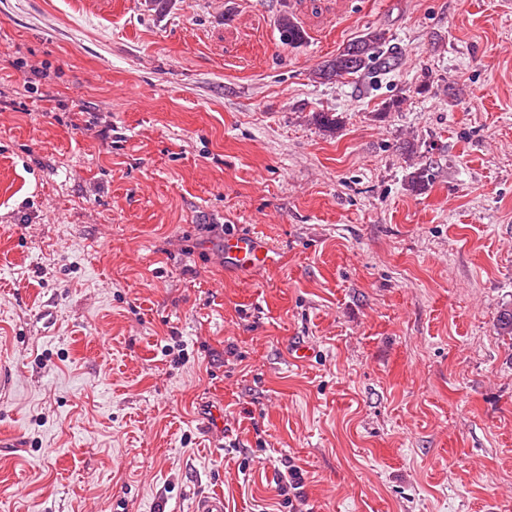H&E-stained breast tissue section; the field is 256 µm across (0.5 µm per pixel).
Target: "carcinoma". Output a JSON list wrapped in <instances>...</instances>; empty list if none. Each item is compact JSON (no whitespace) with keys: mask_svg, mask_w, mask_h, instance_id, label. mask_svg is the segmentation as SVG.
<instances>
[{"mask_svg":"<svg viewBox=\"0 0 512 512\" xmlns=\"http://www.w3.org/2000/svg\"><path fill=\"white\" fill-rule=\"evenodd\" d=\"M280 40L289 47H297L306 41L303 27L288 13L277 18ZM400 60V52L387 45L385 31L367 29L361 36L348 43L335 56L321 62L312 72V78L319 83L337 80L345 76H358L373 71H393ZM430 184L429 167L421 165L408 177L407 186L413 192H420Z\"/></svg>","mask_w":512,"mask_h":512,"instance_id":"obj_1","label":"carcinoma"}]
</instances>
